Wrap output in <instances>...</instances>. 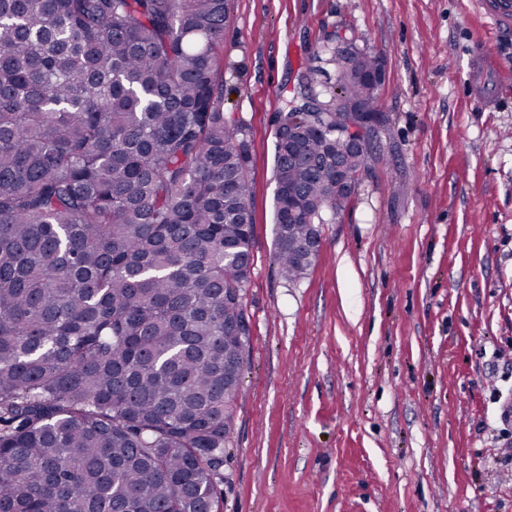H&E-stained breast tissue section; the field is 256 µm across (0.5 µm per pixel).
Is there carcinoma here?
I'll return each instance as SVG.
<instances>
[{
  "instance_id": "carcinoma-1",
  "label": "carcinoma",
  "mask_w": 512,
  "mask_h": 512,
  "mask_svg": "<svg viewBox=\"0 0 512 512\" xmlns=\"http://www.w3.org/2000/svg\"><path fill=\"white\" fill-rule=\"evenodd\" d=\"M226 0H0V512H223L253 258L249 147L224 118ZM277 114L274 254L352 172L381 60ZM306 130L288 163V125Z\"/></svg>"
}]
</instances>
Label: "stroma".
I'll use <instances>...</instances> for the list:
<instances>
[{
  "label": "stroma",
  "instance_id": "1",
  "mask_svg": "<svg viewBox=\"0 0 512 512\" xmlns=\"http://www.w3.org/2000/svg\"><path fill=\"white\" fill-rule=\"evenodd\" d=\"M224 115L249 146L251 335L224 512H512V77L469 97L471 0H228ZM386 117L299 281L274 262L276 114L328 40Z\"/></svg>",
  "mask_w": 512,
  "mask_h": 512
}]
</instances>
